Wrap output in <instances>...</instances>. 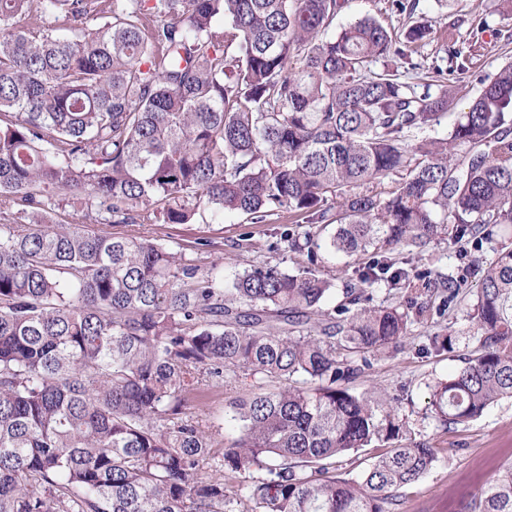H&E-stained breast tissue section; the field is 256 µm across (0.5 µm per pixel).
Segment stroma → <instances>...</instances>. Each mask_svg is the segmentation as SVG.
<instances>
[{
	"label": "stroma",
	"mask_w": 512,
	"mask_h": 512,
	"mask_svg": "<svg viewBox=\"0 0 512 512\" xmlns=\"http://www.w3.org/2000/svg\"><path fill=\"white\" fill-rule=\"evenodd\" d=\"M468 20L457 31L458 42L479 40L486 51L477 64L479 75L495 73L512 61V0H464ZM377 18L394 30L406 24L392 6V0H349L337 16L343 25L363 16ZM289 225L288 216L272 218L266 224L246 225L242 217L225 215L223 222L203 216L192 224H95L92 232L142 237L171 247H183L202 269L220 265L225 278L243 272L251 265L270 262L286 270L306 262L302 253L278 248L281 232ZM252 235L242 244L243 232ZM512 242V228L498 229L493 237H466L430 244L423 254L422 267L433 269L460 287L444 314L428 312L414 322L404 346L368 353V367L352 382L358 393H383L401 399L400 409L416 440L439 448L440 459L417 484L405 490L396 512H461L463 506L504 465L512 462V400L490 407L479 419L448 427L440 425L428 411L430 389L438 381L461 368L464 357L478 345L468 321L482 270L495 258L502 243ZM358 258L320 251L318 270L335 285L325 304L333 309L343 299V291L355 277ZM438 334L452 335L453 345L435 351L431 339ZM200 401L191 402L188 412L212 432L214 457H221L224 442L232 431L225 415L239 387L233 380L203 374Z\"/></svg>",
	"instance_id": "obj_1"
}]
</instances>
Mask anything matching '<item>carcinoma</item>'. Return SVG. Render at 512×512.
<instances>
[{"mask_svg": "<svg viewBox=\"0 0 512 512\" xmlns=\"http://www.w3.org/2000/svg\"><path fill=\"white\" fill-rule=\"evenodd\" d=\"M346 2L0 0V512H232L226 477L254 471L248 512H395L438 461L397 398L351 389L354 357L410 334L371 287L426 297L417 318L438 289L440 312L458 288L418 268L427 246L512 224V64L426 136L482 43L456 47L464 15L445 38L419 0H392L402 39L369 15L329 33ZM439 39L455 66L413 62ZM66 207L91 224L286 212L280 242L307 263L226 284L181 248L53 223ZM323 246L367 256L332 313ZM467 317L477 354L431 389L444 426L512 398V243ZM204 370L273 383L228 403L237 436L213 473L212 437L184 415ZM463 512H512V462Z\"/></svg>", "mask_w": 512, "mask_h": 512, "instance_id": "obj_1", "label": "carcinoma"}]
</instances>
